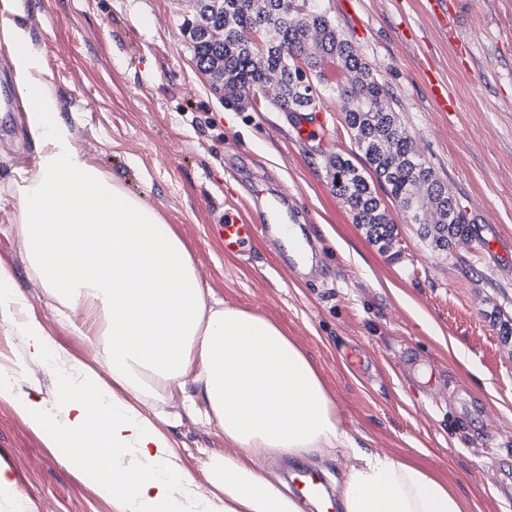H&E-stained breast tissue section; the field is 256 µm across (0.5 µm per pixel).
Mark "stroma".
<instances>
[{
	"label": "stroma",
	"mask_w": 512,
	"mask_h": 512,
	"mask_svg": "<svg viewBox=\"0 0 512 512\" xmlns=\"http://www.w3.org/2000/svg\"><path fill=\"white\" fill-rule=\"evenodd\" d=\"M309 2L386 82L476 239L434 249L390 202L395 241L370 243L331 189L329 156L365 164L335 95L303 116L266 99L224 106L182 32L189 0H14L0 8V31L27 28L79 149L174 227L217 298L276 322L310 356L356 439L434 472L468 512H512V0H468L452 40L426 0ZM429 68L457 111H435ZM27 121L10 111L0 138V263L49 336L88 360L80 316L59 319L15 232L18 183L37 161ZM259 182L287 197L316 247L296 272L281 242L224 251L218 224L228 212L252 218ZM204 411L176 402L158 423L201 485L207 457L230 449ZM0 465L18 496L0 512H117L92 474L75 477L3 400Z\"/></svg>",
	"instance_id": "obj_1"
}]
</instances>
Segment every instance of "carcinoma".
<instances>
[{
    "label": "carcinoma",
    "instance_id": "obj_1",
    "mask_svg": "<svg viewBox=\"0 0 512 512\" xmlns=\"http://www.w3.org/2000/svg\"><path fill=\"white\" fill-rule=\"evenodd\" d=\"M282 0H200L198 18L192 30L206 28L224 30V42L216 44L199 35L194 43L198 65L219 75L224 81V105L246 108L242 91L247 86L275 79L281 95L276 106L286 110L303 105L318 108L319 94H309L298 87L289 70L297 68L296 61L316 73L323 60L336 59L342 65L346 80L331 89L341 103V112L352 140L362 151L366 168L362 169L348 158L334 155L329 158L333 170L332 187L348 206L355 223L366 229L372 243L388 248L394 241L395 225L382 205L374 184L384 188L387 196L400 206L416 223V187L423 185L435 195L436 209L421 216L420 234L440 250H449L456 237L471 236L470 225L456 218L448 197L442 195L443 183L429 163L417 154L412 138L401 126L394 110L379 108L386 101L389 89L372 66L353 53L351 43L337 30L330 18L321 12L307 11L304 27H290L280 20ZM263 32L264 52L240 40L243 28ZM320 32V41L307 46L306 28ZM291 48L296 59L286 60L280 47Z\"/></svg>",
    "mask_w": 512,
    "mask_h": 512
}]
</instances>
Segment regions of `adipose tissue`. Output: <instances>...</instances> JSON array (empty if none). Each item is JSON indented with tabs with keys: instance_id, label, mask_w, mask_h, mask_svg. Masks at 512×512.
Wrapping results in <instances>:
<instances>
[{
	"instance_id": "adipose-tissue-1",
	"label": "adipose tissue",
	"mask_w": 512,
	"mask_h": 512,
	"mask_svg": "<svg viewBox=\"0 0 512 512\" xmlns=\"http://www.w3.org/2000/svg\"><path fill=\"white\" fill-rule=\"evenodd\" d=\"M0 40L39 151L18 187L16 232L57 314L80 313V334L105 364L97 370L56 344L0 264V313L25 345L0 365V399L46 434L48 447L65 449L75 471L92 472L118 512H304L263 461L338 449L352 461L338 512H464L431 473L350 435L318 369L278 324L204 287L172 225L75 146L29 31L16 24ZM34 366L54 374V405L19 392ZM175 393L191 411L205 402L204 420L235 447L206 459L203 493L140 409Z\"/></svg>"
}]
</instances>
